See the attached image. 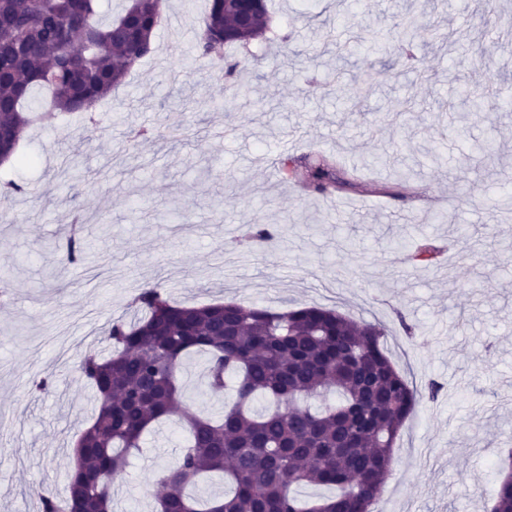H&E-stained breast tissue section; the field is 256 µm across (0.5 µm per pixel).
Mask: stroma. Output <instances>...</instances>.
Instances as JSON below:
<instances>
[{
  "label": "stroma",
  "mask_w": 512,
  "mask_h": 512,
  "mask_svg": "<svg viewBox=\"0 0 512 512\" xmlns=\"http://www.w3.org/2000/svg\"><path fill=\"white\" fill-rule=\"evenodd\" d=\"M205 11V0H164L151 53L96 105L97 125L32 126L19 161L0 166V182L24 188L0 195L9 290L0 298V414L12 418L0 428V493L9 512H40L33 488L65 491L70 450L94 408L79 357L156 283L187 306L316 304L385 326L387 356L421 397L378 512H491L512 464V221L465 200L472 191L512 197V0H273L279 41L224 49L243 64L233 84L223 59L192 58ZM405 12L441 33L414 42V70L359 43L392 31ZM472 41L488 46L482 60L469 58ZM465 87L484 99L459 127L453 108ZM232 96L237 107L221 110ZM406 105L409 120L399 115ZM133 127L156 135L130 141ZM488 142L491 157L481 151ZM311 150L347 170L378 156L390 166L354 192L307 193L275 160ZM433 152L445 166H430ZM406 167L418 196L384 194ZM75 212L87 248L70 265L60 248ZM452 219L466 238L438 267L413 265L388 244L392 230L412 245L447 242ZM250 224L282 236L242 252ZM201 368L200 357L187 360L185 401L214 417L224 402L196 384ZM44 378L48 389L35 390ZM432 381L441 390L429 400ZM183 441L175 423L147 435L114 483L116 512H153L156 472L175 464Z\"/></svg>",
  "instance_id": "35a3bbf8"
}]
</instances>
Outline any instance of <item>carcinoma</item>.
I'll use <instances>...</instances> for the list:
<instances>
[{"mask_svg":"<svg viewBox=\"0 0 512 512\" xmlns=\"http://www.w3.org/2000/svg\"><path fill=\"white\" fill-rule=\"evenodd\" d=\"M255 14L252 35L237 33L226 42L233 10L224 0H209L194 58L263 36L268 0H257ZM161 23L160 3L150 0H130L107 23L99 0H0V162L14 155L32 122L54 123L109 98ZM75 29L82 33L78 52L62 39L63 31ZM423 35L415 19L405 17L394 34L367 43L403 63L404 47ZM38 90L52 93L43 112L34 107ZM277 164L312 193L359 186L356 176H340L337 161L326 155L287 154ZM467 204L512 211L485 196L472 195ZM64 251L69 262L80 261L82 237L70 234ZM437 254L425 240L411 260L428 267ZM133 304L132 319L107 329L108 352L87 351L78 363L95 390V413L76 440L79 460L68 474V496L39 494L41 512H112L114 480L143 450V435L172 417L186 429L188 443L176 464L160 471L156 512H368L384 493L393 444L417 392L385 354L382 327L318 305L185 307L158 285L143 289ZM194 354L207 357L211 395L224 396L233 379V402L217 419L186 411L178 368ZM328 393L334 401L310 403ZM212 475L224 481L223 493L204 499L186 493ZM308 486L331 494L304 502L295 489ZM492 512H512V476L499 485Z\"/></svg>","mask_w":512,"mask_h":512,"instance_id":"cac0c4a2","label":"carcinoma"}]
</instances>
